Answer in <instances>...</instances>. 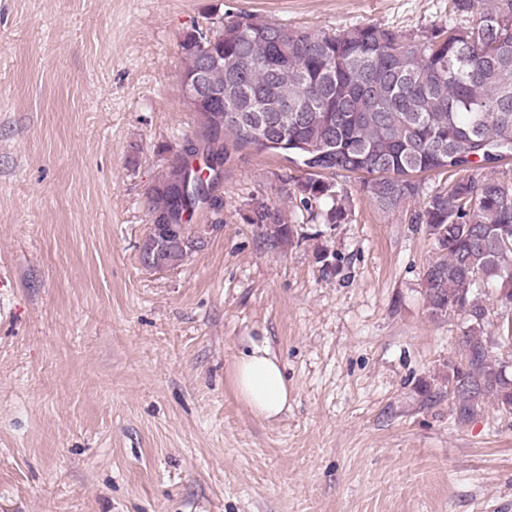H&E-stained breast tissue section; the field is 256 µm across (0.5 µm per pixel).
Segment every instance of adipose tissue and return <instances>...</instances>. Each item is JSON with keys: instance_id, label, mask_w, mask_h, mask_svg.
<instances>
[{"instance_id": "ef3b65f1", "label": "adipose tissue", "mask_w": 512, "mask_h": 512, "mask_svg": "<svg viewBox=\"0 0 512 512\" xmlns=\"http://www.w3.org/2000/svg\"><path fill=\"white\" fill-rule=\"evenodd\" d=\"M231 379L239 398L258 418L274 419L288 406V383L268 347L256 345L238 357Z\"/></svg>"}]
</instances>
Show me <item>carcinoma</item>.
<instances>
[{
    "mask_svg": "<svg viewBox=\"0 0 512 512\" xmlns=\"http://www.w3.org/2000/svg\"><path fill=\"white\" fill-rule=\"evenodd\" d=\"M465 25L437 27L420 35L363 23L336 31L265 22L240 12L194 28L180 48L189 78L203 57L224 65L210 81L224 89V109L192 108L193 133L214 161L255 149L276 156L294 148L316 155L295 180L289 197L308 214L336 201V183L325 174L362 179V191L385 213L411 208L410 221L424 226L437 256L423 274L425 306L435 318L459 316L460 357L447 380L459 419H471L489 399L512 413V376L493 349L512 345V325L489 331V305L478 288L491 286L497 301L512 307V188L484 174L498 167L500 147H512V0H451ZM288 111L285 125L226 124V112ZM181 148L167 159L152 186L148 215L166 214L174 245L159 266L181 265L203 241L182 212L179 184L202 189L200 176ZM447 175L423 195L422 176ZM249 223L280 246L299 235L281 212L264 204Z\"/></svg>",
    "mask_w": 512,
    "mask_h": 512,
    "instance_id": "1",
    "label": "carcinoma"
}]
</instances>
